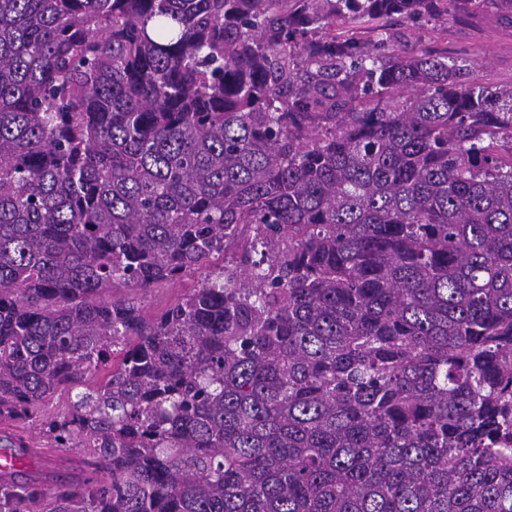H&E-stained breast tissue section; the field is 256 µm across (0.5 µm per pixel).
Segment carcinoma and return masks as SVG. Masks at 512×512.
<instances>
[{"label": "carcinoma", "mask_w": 512, "mask_h": 512, "mask_svg": "<svg viewBox=\"0 0 512 512\" xmlns=\"http://www.w3.org/2000/svg\"><path fill=\"white\" fill-rule=\"evenodd\" d=\"M458 2L0 0V512H512V88L322 35ZM199 275L186 276L170 281H161L153 285L146 294H139L138 299L143 313L148 318H153L165 310L191 288L198 285ZM39 427L38 424L31 422L10 420L0 422V435L4 432L23 435L36 453L40 452L32 466L22 468L13 474L15 481L22 485L36 481L43 484L41 487L47 488L56 486L60 480L71 481L81 478L84 467L82 460L85 458L84 448H43L49 444L39 434ZM58 456L69 458L72 464L66 468L60 467L56 462Z\"/></svg>", "instance_id": "carcinoma-1"}]
</instances>
